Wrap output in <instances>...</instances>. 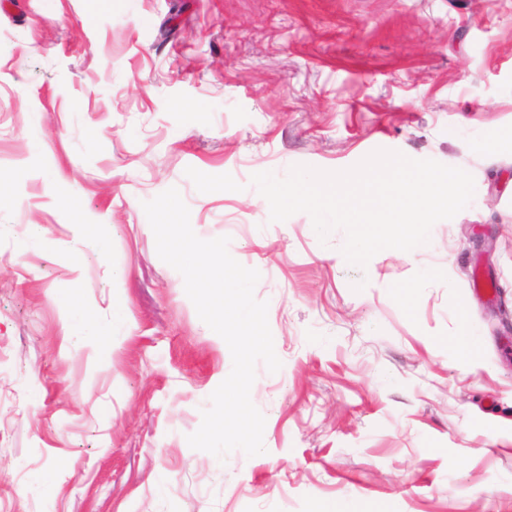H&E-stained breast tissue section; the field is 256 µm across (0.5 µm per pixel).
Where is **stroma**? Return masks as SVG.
I'll use <instances>...</instances> for the list:
<instances>
[{"instance_id": "stroma-1", "label": "stroma", "mask_w": 512, "mask_h": 512, "mask_svg": "<svg viewBox=\"0 0 512 512\" xmlns=\"http://www.w3.org/2000/svg\"><path fill=\"white\" fill-rule=\"evenodd\" d=\"M377 149L475 193L363 269L250 184ZM172 187L260 273L264 454L187 442L232 356L157 254ZM74 301L111 345L67 336ZM506 312L512 0H0V512H512Z\"/></svg>"}]
</instances>
